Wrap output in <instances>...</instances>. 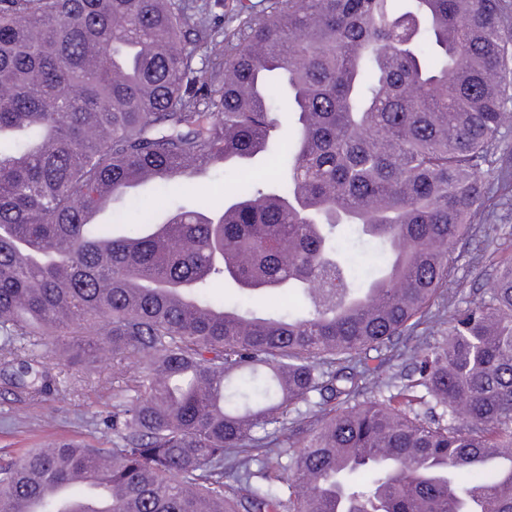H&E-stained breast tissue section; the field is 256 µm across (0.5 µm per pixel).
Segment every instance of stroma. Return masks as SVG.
I'll list each match as a JSON object with an SVG mask.
<instances>
[{
  "instance_id": "obj_1",
  "label": "stroma",
  "mask_w": 512,
  "mask_h": 512,
  "mask_svg": "<svg viewBox=\"0 0 512 512\" xmlns=\"http://www.w3.org/2000/svg\"><path fill=\"white\" fill-rule=\"evenodd\" d=\"M240 181L238 174L216 169L182 183L142 187L140 201L128 219L138 221L170 200L188 204L203 195L213 203L223 201ZM479 222L477 234L455 252V302L460 306L468 300L472 289L489 284L501 257L512 254V199L485 210ZM44 367L59 380V393L31 398L12 395L0 387V448H37L59 439L97 442L100 413L111 403L116 376L111 362L100 360L81 370L49 359Z\"/></svg>"
}]
</instances>
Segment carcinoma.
<instances>
[{"label":"carcinoma","mask_w":512,"mask_h":512,"mask_svg":"<svg viewBox=\"0 0 512 512\" xmlns=\"http://www.w3.org/2000/svg\"><path fill=\"white\" fill-rule=\"evenodd\" d=\"M511 130L508 0H0V376L139 365L104 441L0 453V512H512V258L453 301ZM259 153L230 201L84 218Z\"/></svg>","instance_id":"cac0c4a2"}]
</instances>
